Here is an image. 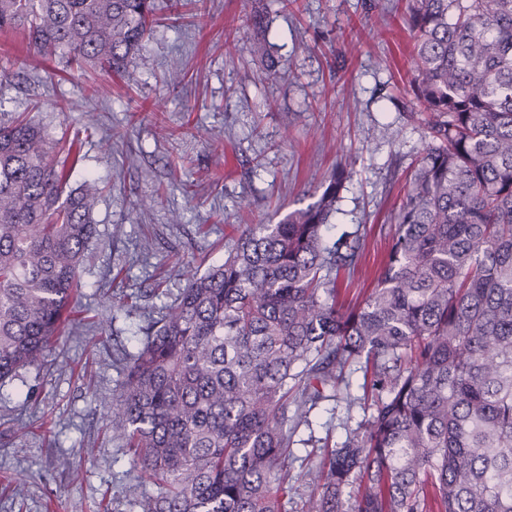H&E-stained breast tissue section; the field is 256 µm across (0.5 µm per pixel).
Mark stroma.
<instances>
[{"mask_svg":"<svg viewBox=\"0 0 512 512\" xmlns=\"http://www.w3.org/2000/svg\"><path fill=\"white\" fill-rule=\"evenodd\" d=\"M150 37L125 78L56 76L19 33L0 34V121L30 113L58 146L83 141L79 173L101 180L97 237L84 264L81 309L95 328L49 351L48 368L0 384V512H130L142 486L104 411L121 392L139 330L184 281L206 272L243 225L314 202L336 167L337 230L370 227L364 258L342 271L344 296L373 286L406 186L428 138L409 118L405 0H156ZM266 9L263 28L252 16ZM266 40L277 74L252 52ZM137 292L136 307L113 308ZM344 408L322 402L289 461L302 479L325 436L342 440ZM70 458L72 468L58 462Z\"/></svg>","mask_w":512,"mask_h":512,"instance_id":"obj_1","label":"stroma"}]
</instances>
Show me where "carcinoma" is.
Masks as SVG:
<instances>
[{"instance_id":"1","label":"carcinoma","mask_w":512,"mask_h":512,"mask_svg":"<svg viewBox=\"0 0 512 512\" xmlns=\"http://www.w3.org/2000/svg\"><path fill=\"white\" fill-rule=\"evenodd\" d=\"M152 5L0 0V31L71 78L121 75ZM408 21L411 118L430 143L377 285L338 302V271L363 258L361 229L331 234L343 168L187 273L107 410L152 487L133 512H282L294 437L332 397L363 417L323 444L305 512H512V0H408ZM53 149L25 112L0 126V382L81 325L99 186L63 193Z\"/></svg>"}]
</instances>
